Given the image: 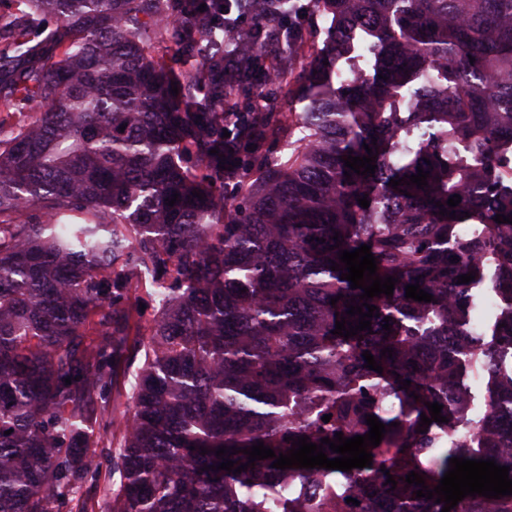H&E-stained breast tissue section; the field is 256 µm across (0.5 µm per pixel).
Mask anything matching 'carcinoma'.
<instances>
[{"label":"carcinoma","instance_id":"cac0c4a2","mask_svg":"<svg viewBox=\"0 0 512 512\" xmlns=\"http://www.w3.org/2000/svg\"><path fill=\"white\" fill-rule=\"evenodd\" d=\"M222 2L186 13L182 0H27L16 22L0 105L32 101L38 111L0 140V512H81L97 476L89 441L110 426L115 370L139 335L128 295L146 282L156 318L134 348L133 413L107 454L99 512H352L340 498L293 494L335 470L272 464L299 437L365 435L370 415L384 437L367 447L371 466L346 472L361 512H441L403 478L414 471L432 491L453 457L493 460L512 479V429L496 430L498 412L512 408V373L499 367L512 348V224L495 221L512 218V191L499 189L493 161L498 135L512 134V82L496 80L512 78V0H311L299 23L289 0ZM44 16L55 24L32 46L27 32ZM363 25L384 78L349 80L338 94L323 61ZM171 40L201 51L205 73L172 85L155 53ZM433 64L443 78L418 93L412 122L437 137L392 166L390 88ZM199 87L224 111H194ZM299 90L309 111L275 106ZM443 137L479 166H449ZM365 144L375 173L346 177L344 159L367 155ZM419 168L428 186H389ZM463 182L469 198L449 207ZM463 223L478 225V239L459 234ZM363 244L377 275L398 282L368 300L380 313L372 331L346 339L336 322L360 320L347 305L368 308L364 290L340 279L339 251ZM488 267L500 313L491 335H474L458 277L482 283ZM416 282L434 301L406 297ZM366 351L383 372L365 367ZM476 366L489 377L481 422L461 396ZM428 402L488 444L441 448L417 432ZM260 441L275 457L238 474L216 469L247 465L242 450ZM450 512H512V495H469Z\"/></svg>","mask_w":512,"mask_h":512}]
</instances>
